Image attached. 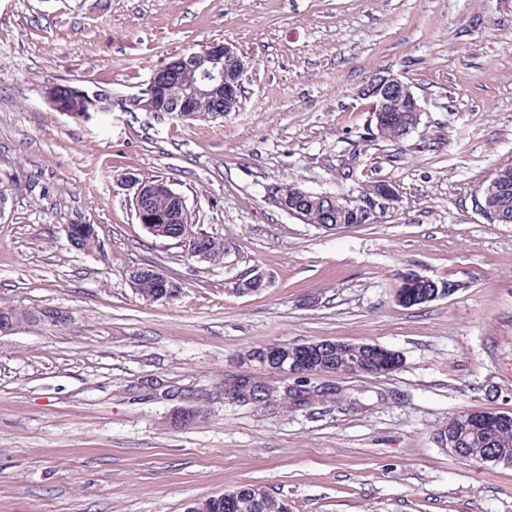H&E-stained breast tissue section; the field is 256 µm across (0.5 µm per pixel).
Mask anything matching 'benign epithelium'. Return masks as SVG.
<instances>
[{
	"label": "benign epithelium",
	"mask_w": 512,
	"mask_h": 512,
	"mask_svg": "<svg viewBox=\"0 0 512 512\" xmlns=\"http://www.w3.org/2000/svg\"><path fill=\"white\" fill-rule=\"evenodd\" d=\"M236 51L222 41H208L203 44L200 52L191 53L176 59L170 66L155 71L147 87L140 95L132 97L122 103L123 109L134 110L145 107V102L157 96H166L171 87H179V93L171 97L173 105L171 111L182 118L194 117L196 104L202 99L213 102L206 113L208 118L224 116L225 105L230 103L236 93V75L225 72V68L232 67ZM66 92L59 99L51 103L57 112L71 116H83L91 111H112V94L104 89H88L64 83ZM364 97L372 100L373 115L376 127L386 121L387 112L401 99H408L413 103L412 111L407 115L404 132L410 133L420 121L421 108L417 103L408 84L394 76H379L369 81L361 90ZM128 182L135 187L133 203H138L151 195L161 192L168 194L174 203V214L170 220L174 224L182 221V211L187 209L183 197L173 191L165 183L151 184L135 176L128 177ZM271 194L285 205L293 200L307 204V207L319 212V224L323 227L336 229L344 225L335 222L334 199L328 194L314 193L301 188L297 184L276 185ZM509 182L506 173L500 172L491 180L489 185L475 198V205L490 221L496 224L512 223V205L508 201ZM398 194L392 187H372L362 198V223L369 224L395 208ZM149 276L156 283L159 291L156 299L166 301L174 296L171 291V280L157 269L149 272ZM429 279L410 275L403 279L404 288L399 293L398 301L413 305L419 301L415 289ZM310 344H292L288 347L274 345L266 347L255 355L261 365L281 373L287 377L328 372V369L316 366L309 360L308 348ZM361 348L367 353L366 362L369 364L385 365L392 352L380 345L364 343Z\"/></svg>",
	"instance_id": "7a95c632"
}]
</instances>
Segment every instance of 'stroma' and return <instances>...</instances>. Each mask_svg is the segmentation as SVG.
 <instances>
[{
    "mask_svg": "<svg viewBox=\"0 0 512 512\" xmlns=\"http://www.w3.org/2000/svg\"><path fill=\"white\" fill-rule=\"evenodd\" d=\"M213 39L245 64L237 111L121 108ZM378 76L422 109L404 138L381 137L360 95ZM63 81L109 90L112 110L54 111ZM510 163L512 0H0V306L70 314L0 337V512H185L243 485L291 512H512V466L438 439L460 410L512 414V224L474 202ZM130 175L170 181L223 259L153 236ZM380 181L396 209L340 232L268 194ZM71 224L100 248H73ZM146 265L176 297L136 293ZM409 275L458 288L403 306ZM310 342L401 365L286 378L249 358ZM236 376L341 392L256 406L225 397Z\"/></svg>",
    "mask_w": 512,
    "mask_h": 512,
    "instance_id": "35a3bbf8",
    "label": "stroma"
}]
</instances>
